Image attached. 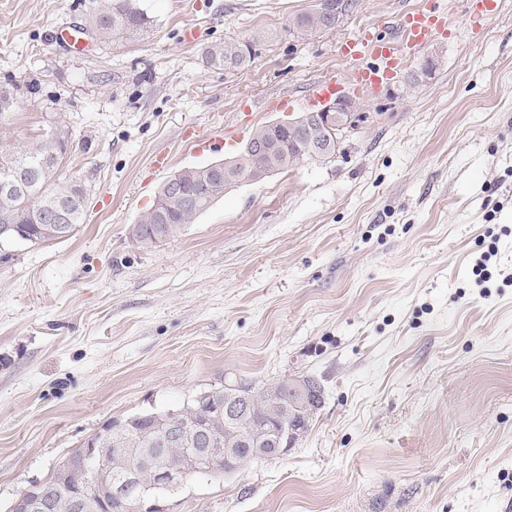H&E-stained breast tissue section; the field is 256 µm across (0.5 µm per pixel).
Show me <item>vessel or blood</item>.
<instances>
[{"label":"vessel or blood","instance_id":"1","mask_svg":"<svg viewBox=\"0 0 512 512\" xmlns=\"http://www.w3.org/2000/svg\"><path fill=\"white\" fill-rule=\"evenodd\" d=\"M443 29V23L432 12L419 11L399 20L396 36L385 37L363 30L342 49L349 63V79L342 85L354 92L374 93L384 79L399 70L405 56L432 42ZM55 39L70 52L85 51L87 46L80 28L72 25L59 26Z\"/></svg>","mask_w":512,"mask_h":512}]
</instances>
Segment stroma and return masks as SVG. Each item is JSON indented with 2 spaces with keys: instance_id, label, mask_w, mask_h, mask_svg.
<instances>
[{
  "instance_id": "35a3bbf8",
  "label": "stroma",
  "mask_w": 512,
  "mask_h": 512,
  "mask_svg": "<svg viewBox=\"0 0 512 512\" xmlns=\"http://www.w3.org/2000/svg\"><path fill=\"white\" fill-rule=\"evenodd\" d=\"M317 2L142 0L147 37L77 55L53 31L91 0H0V84L19 88L0 138L66 125L60 174L89 186L72 238L0 247V512L109 420L297 374L323 403L294 446L185 481L164 512H512V0L477 28L462 0H358L294 32ZM430 8L449 35L351 94L364 118L335 161L233 184L158 245L131 237L169 174L235 158L345 76L363 28ZM223 41L250 63L207 65ZM223 128L230 149L203 146Z\"/></svg>"
}]
</instances>
